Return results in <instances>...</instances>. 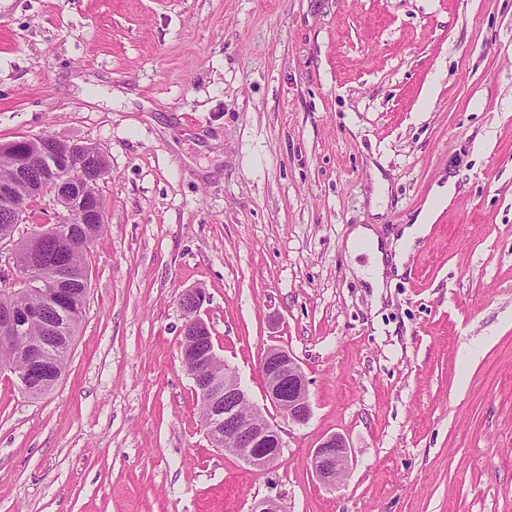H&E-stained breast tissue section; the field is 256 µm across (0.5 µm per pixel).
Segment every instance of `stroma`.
Returning <instances> with one entry per match:
<instances>
[{
    "label": "stroma",
    "instance_id": "obj_1",
    "mask_svg": "<svg viewBox=\"0 0 512 512\" xmlns=\"http://www.w3.org/2000/svg\"><path fill=\"white\" fill-rule=\"evenodd\" d=\"M42 135L103 152L106 229L57 385L0 372V512H512V0H0V144ZM425 215L374 296L350 232ZM189 288L281 431L269 469L200 423ZM271 347L307 424L266 397ZM266 396L282 417L293 424H305L312 414L307 383L297 359L286 349L270 348L260 359ZM311 467L321 483L333 486L340 482L350 469L344 438L338 434L324 437L311 455Z\"/></svg>",
    "mask_w": 512,
    "mask_h": 512
}]
</instances>
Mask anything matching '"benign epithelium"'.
<instances>
[{
	"label": "benign epithelium",
	"mask_w": 512,
	"mask_h": 512,
	"mask_svg": "<svg viewBox=\"0 0 512 512\" xmlns=\"http://www.w3.org/2000/svg\"><path fill=\"white\" fill-rule=\"evenodd\" d=\"M41 178L47 183L29 180L25 164L15 162L18 177L27 181L29 194H52L56 209L53 223L42 226L41 234L63 242L70 247H82L89 238L78 233L77 224H100L105 221L106 207L102 199L75 190L89 177L101 179L108 169L83 168L81 152L73 145L64 150H44L39 154ZM28 211V194H10L0 220L18 224ZM21 283L31 292L59 296L67 292V283L77 280L89 286V271L75 278L48 279L41 267L29 262L17 268ZM12 288L0 290V345L14 343L20 333L23 314L9 302ZM207 295L201 288H190L179 296L185 323L182 329L181 359L194 382L199 406L204 409L203 425L213 447L238 456L250 466L263 469L272 465L284 448L280 429L271 424L256 407L248 415L244 408L250 399L238 375L229 366L224 374L211 372L221 357L216 353L209 325L200 317ZM72 338L64 336L52 342L33 341L24 351V363L5 366L14 374L19 386L31 392L51 389L61 377L57 355L71 348ZM260 372L266 396L279 409L282 417L293 424H305L312 414L307 383L297 359L286 349L270 348L260 359ZM311 467L318 480L325 485H336L350 469L348 448L338 434L324 437L311 455Z\"/></svg>",
	"instance_id": "1"
}]
</instances>
